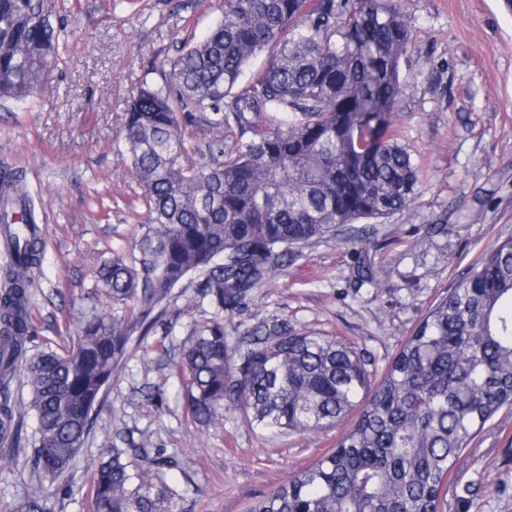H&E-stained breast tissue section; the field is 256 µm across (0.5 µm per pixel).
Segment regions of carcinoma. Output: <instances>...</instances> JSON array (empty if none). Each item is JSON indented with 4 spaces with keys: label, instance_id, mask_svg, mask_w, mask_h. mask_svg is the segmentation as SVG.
<instances>
[{
    "label": "carcinoma",
    "instance_id": "obj_1",
    "mask_svg": "<svg viewBox=\"0 0 512 512\" xmlns=\"http://www.w3.org/2000/svg\"><path fill=\"white\" fill-rule=\"evenodd\" d=\"M57 33L44 0H0V99L27 97ZM410 31L399 0H224L201 41L185 43L162 85L140 86L124 138L150 228L139 256L96 271L72 343L35 353L33 288L43 259L23 172L0 169V443L36 419L25 512L73 462L92 413L135 333L190 277L214 319L177 361L187 418L224 424L237 411L264 429L318 433L356 419L336 447L247 512H443L448 471L477 431L512 404V238L428 311L379 381L352 346L263 324L231 356L221 316L238 312L288 250L385 218L413 200L420 162L394 126ZM263 67L246 85L252 60ZM23 376L29 405L11 400ZM173 457L108 450L92 467L90 512H167Z\"/></svg>",
    "mask_w": 512,
    "mask_h": 512
}]
</instances>
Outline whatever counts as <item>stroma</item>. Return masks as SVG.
Segmentation results:
<instances>
[{
	"label": "stroma",
	"mask_w": 512,
	"mask_h": 512,
	"mask_svg": "<svg viewBox=\"0 0 512 512\" xmlns=\"http://www.w3.org/2000/svg\"><path fill=\"white\" fill-rule=\"evenodd\" d=\"M56 57L25 100H0V166L24 169L40 203L44 260L35 290L33 349L76 334L94 275L132 254L143 233L141 188L124 141L127 106L143 83L163 84L182 43L202 39L224 0H46ZM411 32L395 116L421 159L414 201L297 248L225 317L230 347L270 321L336 336L381 376L428 309L512 237V0H401ZM165 329L134 341L48 512H89L90 467L119 432L175 456L170 512H246L331 448L344 432H273L228 413L188 420L170 358L195 322L211 318L195 278L169 298ZM33 414L18 423L13 460L0 462V512H19L35 476ZM445 512H512V406L466 448L444 484Z\"/></svg>",
	"instance_id": "stroma-1"
}]
</instances>
